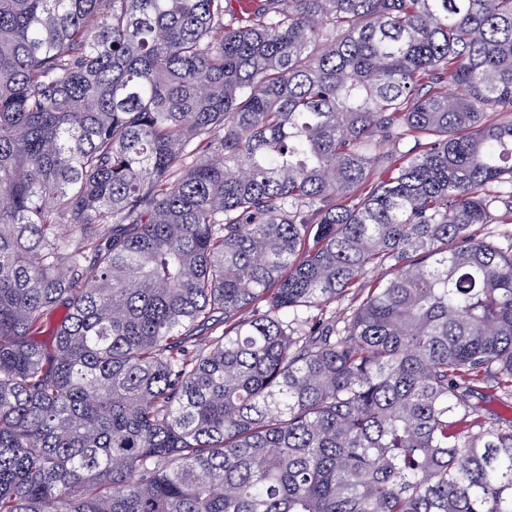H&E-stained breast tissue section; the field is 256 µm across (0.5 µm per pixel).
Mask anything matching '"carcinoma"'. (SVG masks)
<instances>
[{
	"label": "carcinoma",
	"instance_id": "cac0c4a2",
	"mask_svg": "<svg viewBox=\"0 0 512 512\" xmlns=\"http://www.w3.org/2000/svg\"><path fill=\"white\" fill-rule=\"evenodd\" d=\"M492 183L512 0H0V512H512ZM354 301L352 294H348L336 299L335 302L327 304L325 307L313 308L308 312L304 311V313L305 315H318V317L322 313V317L335 318L338 327H341L344 325V321L350 318L354 308ZM496 381L494 374H490L487 384L483 385L488 387L484 388V391L490 396V398L474 399L473 402L479 409L480 414L484 416L493 417L492 415H498L509 419L510 414L512 415V409L510 411L508 407L510 402L505 403V401L503 402L498 399L499 392L495 389Z\"/></svg>",
	"mask_w": 512,
	"mask_h": 512
}]
</instances>
